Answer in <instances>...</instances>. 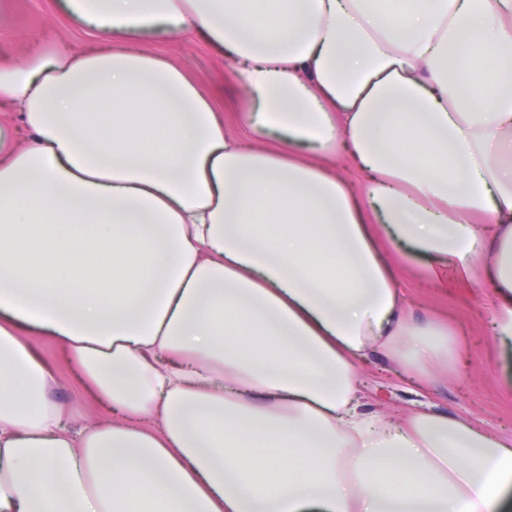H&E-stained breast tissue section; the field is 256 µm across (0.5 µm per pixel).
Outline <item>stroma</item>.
<instances>
[{
	"instance_id": "35a3bbf8",
	"label": "stroma",
	"mask_w": 512,
	"mask_h": 512,
	"mask_svg": "<svg viewBox=\"0 0 512 512\" xmlns=\"http://www.w3.org/2000/svg\"><path fill=\"white\" fill-rule=\"evenodd\" d=\"M60 39L76 51L98 45L83 25L53 9L52 0H0V65H15L30 46ZM147 45L209 96L212 105L223 111L228 131L240 132L239 113L245 101L222 56L203 41L177 33L149 37ZM408 302L415 319L448 322L458 350L454 365L449 370L435 366L432 384L417 391L397 376L383 355H374L363 367L371 400L403 412L425 403L489 428H511L512 392L504 385L512 381V355L488 334L487 289L462 287L453 272L439 285L416 277L408 283ZM36 345L57 379L52 401L73 410L80 419H95L100 409L74 361L52 340L40 339Z\"/></svg>"
}]
</instances>
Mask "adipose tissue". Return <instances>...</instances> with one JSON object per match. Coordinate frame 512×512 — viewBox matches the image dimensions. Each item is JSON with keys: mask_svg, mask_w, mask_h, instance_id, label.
Listing matches in <instances>:
<instances>
[{"mask_svg": "<svg viewBox=\"0 0 512 512\" xmlns=\"http://www.w3.org/2000/svg\"><path fill=\"white\" fill-rule=\"evenodd\" d=\"M60 6L100 48L0 68V512H512V431L372 406L361 369L452 357L405 288L446 264L512 344V0ZM165 31L232 63L246 139ZM25 331L103 418L63 423Z\"/></svg>", "mask_w": 512, "mask_h": 512, "instance_id": "1", "label": "adipose tissue"}]
</instances>
